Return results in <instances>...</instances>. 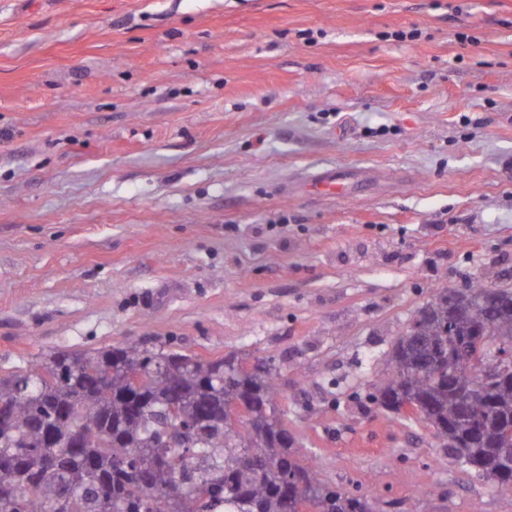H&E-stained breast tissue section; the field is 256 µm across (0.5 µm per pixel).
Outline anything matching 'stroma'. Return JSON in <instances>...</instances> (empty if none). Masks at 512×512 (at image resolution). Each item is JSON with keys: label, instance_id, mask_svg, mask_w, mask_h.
Masks as SVG:
<instances>
[{"label": "stroma", "instance_id": "obj_1", "mask_svg": "<svg viewBox=\"0 0 512 512\" xmlns=\"http://www.w3.org/2000/svg\"><path fill=\"white\" fill-rule=\"evenodd\" d=\"M474 277L512 286V0H0V375L264 357L296 451L373 512H512L368 398Z\"/></svg>", "mask_w": 512, "mask_h": 512}]
</instances>
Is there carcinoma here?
<instances>
[{
  "instance_id": "1",
  "label": "carcinoma",
  "mask_w": 512,
  "mask_h": 512,
  "mask_svg": "<svg viewBox=\"0 0 512 512\" xmlns=\"http://www.w3.org/2000/svg\"><path fill=\"white\" fill-rule=\"evenodd\" d=\"M418 310L376 375L468 467L512 490V287L477 279ZM264 360L130 343L54 353L0 377V512H372L283 444ZM237 398L251 416L226 410Z\"/></svg>"
}]
</instances>
